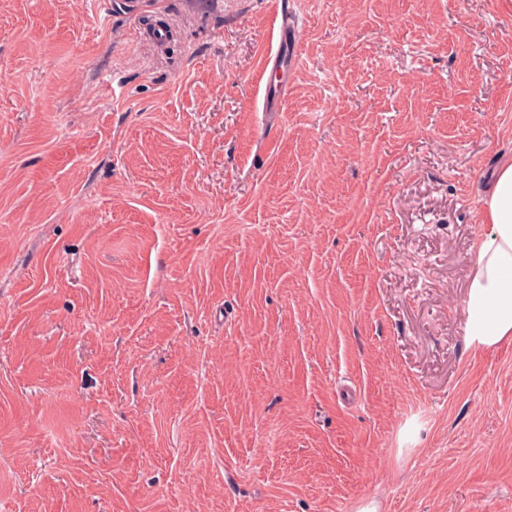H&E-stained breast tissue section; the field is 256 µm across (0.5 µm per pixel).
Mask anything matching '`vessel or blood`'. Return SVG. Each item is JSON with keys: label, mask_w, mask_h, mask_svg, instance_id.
Listing matches in <instances>:
<instances>
[{"label": "vessel or blood", "mask_w": 512, "mask_h": 512, "mask_svg": "<svg viewBox=\"0 0 512 512\" xmlns=\"http://www.w3.org/2000/svg\"><path fill=\"white\" fill-rule=\"evenodd\" d=\"M279 23L276 30L275 50L267 54L263 68L272 77V84L266 85L264 102L267 111H278L288 95L287 73L295 71L297 55L295 51L299 31L298 21L287 0H282L279 8Z\"/></svg>", "instance_id": "vessel-or-blood-1"}]
</instances>
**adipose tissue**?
Segmentation results:
<instances>
[{
    "mask_svg": "<svg viewBox=\"0 0 512 512\" xmlns=\"http://www.w3.org/2000/svg\"><path fill=\"white\" fill-rule=\"evenodd\" d=\"M487 181L464 314L470 342L491 347L512 336V159L500 162Z\"/></svg>",
    "mask_w": 512,
    "mask_h": 512,
    "instance_id": "ef3b65f1",
    "label": "adipose tissue"
}]
</instances>
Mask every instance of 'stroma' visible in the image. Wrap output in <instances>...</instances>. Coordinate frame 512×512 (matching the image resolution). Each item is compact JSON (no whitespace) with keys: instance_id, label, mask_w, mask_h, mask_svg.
Listing matches in <instances>:
<instances>
[{"instance_id":"1","label":"stroma","mask_w":512,"mask_h":512,"mask_svg":"<svg viewBox=\"0 0 512 512\" xmlns=\"http://www.w3.org/2000/svg\"><path fill=\"white\" fill-rule=\"evenodd\" d=\"M289 2L0 0V512H512V0ZM279 23L276 30V49H270L264 61V71L269 73L264 92L266 112H277L279 106L288 96V82L284 76L292 74L297 67L295 51L299 31L298 21L287 2H281L279 8ZM288 58V61H287ZM278 78L271 85V79ZM486 183L485 226L470 252L464 314L470 343L492 347L512 336V159L500 162Z\"/></svg>"}]
</instances>
